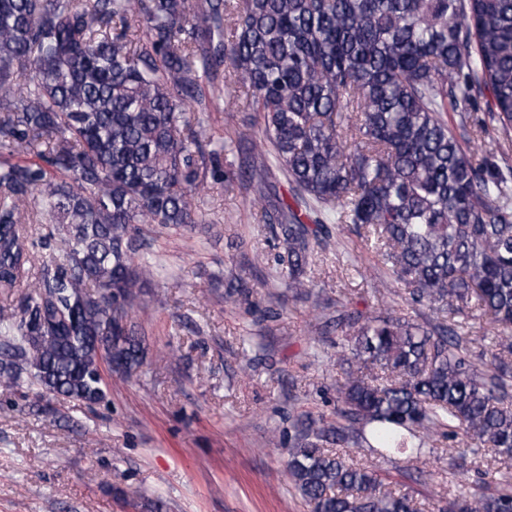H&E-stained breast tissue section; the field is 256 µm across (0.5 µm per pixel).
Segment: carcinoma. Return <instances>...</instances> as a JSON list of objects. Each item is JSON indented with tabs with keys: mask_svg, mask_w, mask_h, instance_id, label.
I'll use <instances>...</instances> for the list:
<instances>
[{
	"mask_svg": "<svg viewBox=\"0 0 512 512\" xmlns=\"http://www.w3.org/2000/svg\"><path fill=\"white\" fill-rule=\"evenodd\" d=\"M223 63L256 112L238 142L278 226L271 277L320 306L310 257L326 221L350 224L438 315L336 316L353 330L336 417L297 420L296 492L311 512H418L329 449L349 441L408 457L439 434L512 462V168L469 156L443 116L487 91L512 128V0H0V146H45L43 165L0 160V289L27 288L0 318V384L36 387L53 418V398L105 402L104 371L139 375L132 313L157 274L140 225L206 223L203 195L233 178L189 116ZM38 247L52 255L33 274ZM224 297L254 307L240 278ZM458 315L495 326L488 362ZM495 474L440 512H512V475Z\"/></svg>",
	"mask_w": 512,
	"mask_h": 512,
	"instance_id": "1",
	"label": "carcinoma"
}]
</instances>
